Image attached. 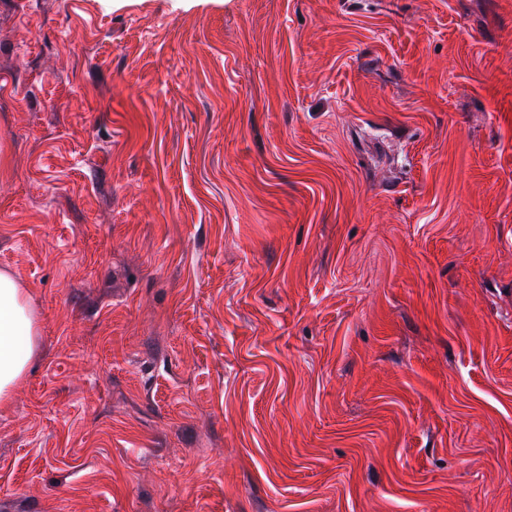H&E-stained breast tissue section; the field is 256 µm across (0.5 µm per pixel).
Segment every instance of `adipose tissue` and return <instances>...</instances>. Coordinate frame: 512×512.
<instances>
[{
	"label": "adipose tissue",
	"mask_w": 512,
	"mask_h": 512,
	"mask_svg": "<svg viewBox=\"0 0 512 512\" xmlns=\"http://www.w3.org/2000/svg\"><path fill=\"white\" fill-rule=\"evenodd\" d=\"M36 334L37 319L27 289L14 274L0 271V403L9 401L32 358L31 349L19 348L18 337Z\"/></svg>",
	"instance_id": "obj_1"
}]
</instances>
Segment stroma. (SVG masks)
Here are the masks:
<instances>
[{"label":"stroma","instance_id":"stroma-1","mask_svg":"<svg viewBox=\"0 0 512 512\" xmlns=\"http://www.w3.org/2000/svg\"><path fill=\"white\" fill-rule=\"evenodd\" d=\"M0 512H512V0H0ZM37 319L30 296L12 273L0 271V403L9 401L14 385L24 376L32 358ZM26 336L25 349L17 339Z\"/></svg>","mask_w":512,"mask_h":512}]
</instances>
